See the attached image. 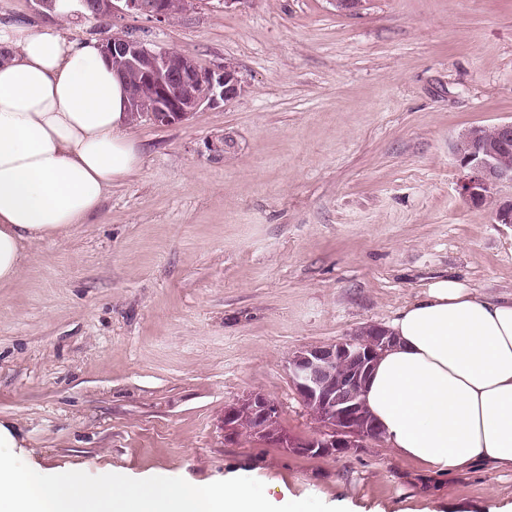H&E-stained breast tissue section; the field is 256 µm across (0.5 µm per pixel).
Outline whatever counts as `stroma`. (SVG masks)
<instances>
[{"label": "stroma", "mask_w": 512, "mask_h": 512, "mask_svg": "<svg viewBox=\"0 0 512 512\" xmlns=\"http://www.w3.org/2000/svg\"><path fill=\"white\" fill-rule=\"evenodd\" d=\"M236 68L245 91L131 133L140 167L0 288V423L34 471L210 484L229 474L371 512H486L512 472L440 474L369 440L343 455L228 438L260 392L319 437L288 356L386 327L438 277L512 294V225L462 191L463 129L512 120V0H196L178 20L72 16ZM223 144V153L210 144Z\"/></svg>", "instance_id": "35a3bbf8"}]
</instances>
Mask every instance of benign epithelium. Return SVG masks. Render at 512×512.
Here are the masks:
<instances>
[{"label": "benign epithelium", "instance_id": "obj_1", "mask_svg": "<svg viewBox=\"0 0 512 512\" xmlns=\"http://www.w3.org/2000/svg\"><path fill=\"white\" fill-rule=\"evenodd\" d=\"M194 0H93L94 15L110 21L117 13L145 15L159 23L174 20L193 8ZM105 58L124 79L135 122L148 119L173 125L188 118L202 104L214 105L240 96L245 86L234 67L201 69L195 59L178 50L147 43L129 32H114L101 43ZM456 161L467 171L462 190L474 205L483 203L499 183H512V164L500 156L470 126L452 145ZM395 342L388 329L370 326L354 340L310 346L288 357L290 379L302 401L325 427L320 437L296 440L275 430L280 411L273 400L257 392L224 407V432L235 437L248 427L267 435L281 447L308 455H340L376 435L378 428L359 399L383 351Z\"/></svg>", "mask_w": 512, "mask_h": 512}]
</instances>
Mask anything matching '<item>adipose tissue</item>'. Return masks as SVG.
I'll use <instances>...</instances> for the list:
<instances>
[{
	"mask_svg": "<svg viewBox=\"0 0 512 512\" xmlns=\"http://www.w3.org/2000/svg\"><path fill=\"white\" fill-rule=\"evenodd\" d=\"M128 93L96 42L0 28V285L30 245L68 236L140 164ZM366 404L395 455L444 473L512 466V296L439 278L390 327Z\"/></svg>",
	"mask_w": 512,
	"mask_h": 512,
	"instance_id": "obj_1",
	"label": "adipose tissue"
}]
</instances>
